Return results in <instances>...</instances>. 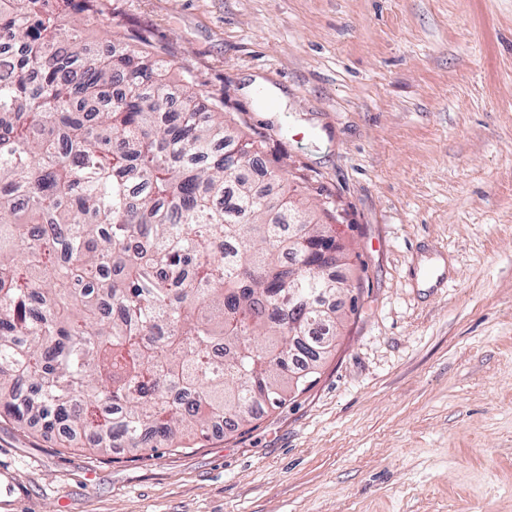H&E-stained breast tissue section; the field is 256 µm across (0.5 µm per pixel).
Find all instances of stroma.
I'll list each match as a JSON object with an SVG mask.
<instances>
[{
  "mask_svg": "<svg viewBox=\"0 0 512 512\" xmlns=\"http://www.w3.org/2000/svg\"><path fill=\"white\" fill-rule=\"evenodd\" d=\"M105 3L335 225L357 299L244 432L102 455L0 417V512H512V0Z\"/></svg>",
  "mask_w": 512,
  "mask_h": 512,
  "instance_id": "stroma-1",
  "label": "stroma"
}]
</instances>
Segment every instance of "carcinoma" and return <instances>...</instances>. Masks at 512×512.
<instances>
[{
  "label": "carcinoma",
  "instance_id": "obj_1",
  "mask_svg": "<svg viewBox=\"0 0 512 512\" xmlns=\"http://www.w3.org/2000/svg\"><path fill=\"white\" fill-rule=\"evenodd\" d=\"M105 24L101 0H0V416L179 449L317 380L345 251L193 80L173 109L172 62L89 55Z\"/></svg>",
  "mask_w": 512,
  "mask_h": 512
}]
</instances>
